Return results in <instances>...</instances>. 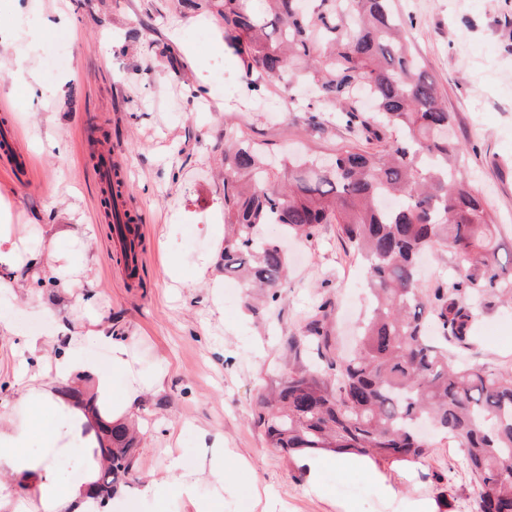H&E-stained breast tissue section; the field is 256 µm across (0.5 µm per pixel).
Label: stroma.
<instances>
[{
    "instance_id": "35a3bbf8",
    "label": "stroma",
    "mask_w": 512,
    "mask_h": 512,
    "mask_svg": "<svg viewBox=\"0 0 512 512\" xmlns=\"http://www.w3.org/2000/svg\"><path fill=\"white\" fill-rule=\"evenodd\" d=\"M406 36L435 77L455 115L466 171L497 223L512 225V0H397ZM0 125L15 132L12 156H0V217L29 255L58 252L85 265L86 303L50 286L48 270L19 266V286L0 297V412L30 418L28 451L53 461L62 482L83 481L85 464L65 450L55 430L68 422L57 408L26 410L16 378L51 368L35 359L33 336L63 347L65 331L91 319L124 339L138 371H163V388L134 405L139 442L130 475L115 496L122 512H194L173 489L143 500V486L169 477L172 459L195 474L193 497L213 512H260L255 490L267 488L269 512H387L365 473H322L326 498L308 492L294 456L271 447L256 403L288 367L314 358L302 337L308 313L333 302L332 343L348 349L369 309L365 271L336 227L311 241L288 243V286L272 307L249 312L243 290L226 277L224 123L247 124L256 140L285 154L332 148V131L294 126L289 98L311 102L301 87L269 98L259 112L241 90L238 60L224 49V29L199 0H0ZM40 83L44 99L28 106L25 88ZM112 149L121 165L130 211L144 229L145 261L127 280L107 248L106 211L93 155ZM51 224L72 235L51 237ZM181 280H171L168 263ZM221 288H213L212 279ZM473 337L453 346L456 359L496 369L512 365V302L490 296L477 312ZM223 435L226 481L210 473L211 444ZM404 493L445 499V512H473V487L460 449L432 437L417 470L398 474Z\"/></svg>"
}]
</instances>
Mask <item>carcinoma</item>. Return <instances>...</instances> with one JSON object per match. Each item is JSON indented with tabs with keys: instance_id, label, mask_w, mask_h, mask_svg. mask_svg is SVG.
I'll return each instance as SVG.
<instances>
[{
	"instance_id": "cac0c4a2",
	"label": "carcinoma",
	"mask_w": 512,
	"mask_h": 512,
	"mask_svg": "<svg viewBox=\"0 0 512 512\" xmlns=\"http://www.w3.org/2000/svg\"><path fill=\"white\" fill-rule=\"evenodd\" d=\"M209 0L224 27V47L239 59L248 91L259 97L300 80L315 102L289 99L314 130L346 135L324 157H290L279 171L270 148L224 128V275L260 288L276 303L288 287V253L259 236L281 224L311 240L324 224L366 263L371 313L358 349L332 347L331 302L305 326L323 362L288 369L276 395L257 403L270 445L292 453L324 449L377 461L418 460L428 422L455 441L476 488L473 512H512V367L457 364L448 342H466L476 305L512 294V265L498 254L508 229L494 223L464 175L465 149L453 138L454 114L436 80L402 37L394 0ZM446 243L461 262L446 285L426 291L418 261ZM95 424L94 486L99 505L133 468L135 436L126 423Z\"/></svg>"
}]
</instances>
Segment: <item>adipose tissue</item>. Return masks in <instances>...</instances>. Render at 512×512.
<instances>
[{
    "mask_svg": "<svg viewBox=\"0 0 512 512\" xmlns=\"http://www.w3.org/2000/svg\"><path fill=\"white\" fill-rule=\"evenodd\" d=\"M92 339L111 342L109 366H100L84 356L83 346ZM120 373L129 374L130 381L122 400L116 401L112 398V380ZM77 374L93 378L97 404L99 408L108 410L115 422L125 418L144 395L159 391L164 379L160 373L150 377L133 374L126 343L110 341L101 322L89 323L86 328L73 333L67 348L56 359L53 378L45 381L34 377L23 382L21 400L40 410L54 405L67 408L72 423L61 430L60 436L79 452L95 447L96 439L94 435L83 432L87 418L80 407L79 397L60 391L61 386L67 385ZM30 438L31 430L26 424L14 422L8 414L0 413V512H27L26 502L14 499L10 486L11 480L22 477L36 482L43 512H87L94 503L93 473L99 468L98 461H90L92 473L82 483H63L50 462L27 453ZM333 463L345 473L356 470L370 472L378 483L382 499L395 505L396 512H436L432 497L400 495L385 471L369 456L342 453L335 456Z\"/></svg>",
    "mask_w": 512,
    "mask_h": 512,
    "instance_id": "adipose-tissue-1",
    "label": "adipose tissue"
}]
</instances>
